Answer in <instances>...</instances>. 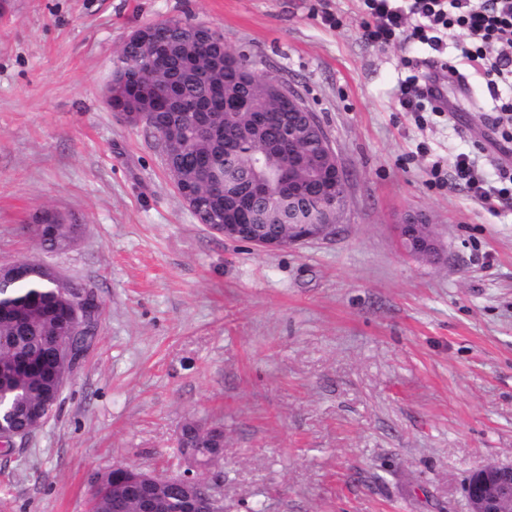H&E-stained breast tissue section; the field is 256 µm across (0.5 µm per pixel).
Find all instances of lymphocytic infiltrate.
Masks as SVG:
<instances>
[{"label": "lymphocytic infiltrate", "mask_w": 512, "mask_h": 512, "mask_svg": "<svg viewBox=\"0 0 512 512\" xmlns=\"http://www.w3.org/2000/svg\"><path fill=\"white\" fill-rule=\"evenodd\" d=\"M368 18L364 38L375 44L397 39L425 40L427 32H461L462 58L477 63L490 95L512 80V0H364ZM402 110L417 114L442 112L435 78L413 75L398 90ZM452 183L466 187L487 209L512 205V167L501 166L495 178L485 177L467 153L452 162Z\"/></svg>", "instance_id": "1"}]
</instances>
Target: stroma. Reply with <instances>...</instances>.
<instances>
[{
    "mask_svg": "<svg viewBox=\"0 0 512 512\" xmlns=\"http://www.w3.org/2000/svg\"><path fill=\"white\" fill-rule=\"evenodd\" d=\"M173 18L317 113L349 175L333 237L263 250L196 223L154 138L106 107L127 36ZM363 20V0H0V264L102 304L49 420L0 453V512H87L120 464L179 474L190 418L224 426V512H469L473 471L512 465V210L430 183L462 152L494 177L512 143L465 64L445 112L401 110L457 38L377 46ZM46 210L81 224L68 250L24 233ZM407 213L440 263L401 247Z\"/></svg>",
    "mask_w": 512,
    "mask_h": 512,
    "instance_id": "1",
    "label": "stroma"
}]
</instances>
